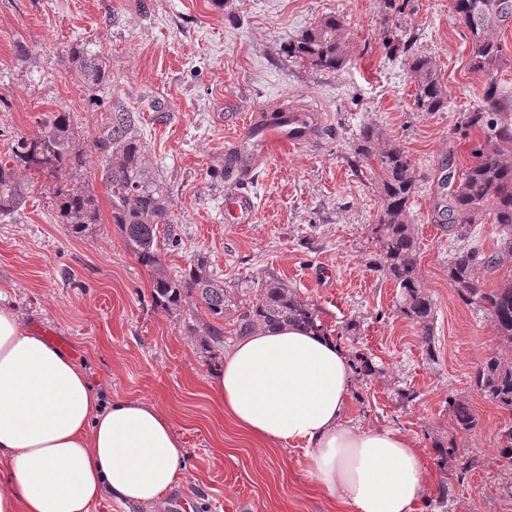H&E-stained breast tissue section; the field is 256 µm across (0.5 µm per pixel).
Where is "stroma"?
<instances>
[{
  "mask_svg": "<svg viewBox=\"0 0 512 512\" xmlns=\"http://www.w3.org/2000/svg\"><path fill=\"white\" fill-rule=\"evenodd\" d=\"M344 20L349 61L340 71L300 65L284 48L322 16ZM414 35L448 96L440 112L414 106L415 82L403 56L384 46ZM104 57L110 80L85 93L74 82L72 44ZM468 33L452 0H0V160L15 140L33 137L51 112L69 113L75 137L91 147L110 113H133L150 171L169 187L181 243L161 259L171 273L205 257L224 283V342L257 289L270 280L316 306L328 329L357 324L349 354L372 361L355 375L348 418L392 427L421 448L424 496L447 485L450 512H512V467L499 456L512 412L473 386L491 356H512L493 324L463 304L448 278V257L462 244L494 252L499 230L473 225L457 239L434 223L443 170L464 172L485 130L462 129L487 78L470 68ZM320 110L325 131L311 144L278 147L258 161L248 188L252 224L224 221V193L235 181L224 156L249 116L270 105ZM381 129L415 165L410 215L418 273L432 301L433 326L406 318L398 290L375 270L373 230L381 206L371 162L355 153L364 125ZM90 157L82 178L94 190L100 221L81 234L57 217L51 179L17 166L31 194L0 214V305L24 328L81 364L105 399L140 400L169 415L184 448L186 479L176 494L188 512H343L314 479L304 446L246 436L220 415L209 387L215 367L188 333L197 301L169 312L152 298V276L111 222L108 194ZM413 390L407 402L400 394ZM464 398L479 425L454 428L449 396ZM454 445L447 469L437 455ZM481 466L458 477L460 456Z\"/></svg>",
  "mask_w": 512,
  "mask_h": 512,
  "instance_id": "35a3bbf8",
  "label": "stroma"
}]
</instances>
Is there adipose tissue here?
Returning <instances> with one entry per match:
<instances>
[{
    "mask_svg": "<svg viewBox=\"0 0 512 512\" xmlns=\"http://www.w3.org/2000/svg\"><path fill=\"white\" fill-rule=\"evenodd\" d=\"M353 369L330 336L260 329L225 355L217 405L248 435L303 443L314 477L347 512H419L426 463L396 429L347 419ZM0 512H91L103 493L152 505L180 484L170 419L139 400L104 402L65 350L0 308Z\"/></svg>",
    "mask_w": 512,
    "mask_h": 512,
    "instance_id": "adipose-tissue-1",
    "label": "adipose tissue"
}]
</instances>
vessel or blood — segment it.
I'll use <instances>...</instances> for the list:
<instances>
[{
  "mask_svg": "<svg viewBox=\"0 0 512 512\" xmlns=\"http://www.w3.org/2000/svg\"><path fill=\"white\" fill-rule=\"evenodd\" d=\"M315 114L296 109L281 118L266 114L262 120L247 121L228 156L239 172H250L257 160L267 155L272 146L285 143L299 146L309 143L316 134ZM257 205L247 191L233 188L224 195V221L228 224H250L255 220Z\"/></svg>",
  "mask_w": 512,
  "mask_h": 512,
  "instance_id": "b4317fda",
  "label": "vessel or blood"
}]
</instances>
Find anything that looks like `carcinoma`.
Listing matches in <instances>:
<instances>
[{"label":"carcinoma","mask_w":512,"mask_h":512,"mask_svg":"<svg viewBox=\"0 0 512 512\" xmlns=\"http://www.w3.org/2000/svg\"><path fill=\"white\" fill-rule=\"evenodd\" d=\"M454 10L470 33L471 69L484 73L488 83L480 104L466 116L464 127L487 130L480 160L461 176H444L434 207V223L451 224L460 239L469 228L493 217L500 229L497 250L485 253L476 247L454 250L448 279L460 300L481 311L493 323L497 336L512 344V279L496 288L486 287L483 272L512 261V99L498 92L493 74L503 62L501 33L512 25V0H453ZM288 57L318 70L337 71L346 63L349 50L344 21L337 16L321 18L286 47ZM75 79L85 91L106 82V62L85 47L72 48ZM408 67L415 81L414 105L421 112H438L448 106L431 59L413 55ZM94 150L101 157V181L111 205L112 223L121 231L125 247L152 273L153 300L166 310H178L182 299L196 297L205 318L189 333L208 338V344L224 348V282L210 273L199 259L189 272L173 275L160 258L161 241L179 242L171 215L167 185L148 172L145 147L135 129L134 115L113 112ZM356 153L377 165L375 179L381 196L375 239L378 271L399 288V311L430 331L432 303L417 271V240L411 227L410 204L416 189L414 164L397 145L387 143L378 129L361 132ZM12 161L55 180V203L60 220L81 233L99 223L97 197L78 175L88 164V151L76 142L70 114L52 112L41 122L40 132L20 137L11 148ZM29 186L22 184L14 166L0 163V214L23 204ZM302 326L328 333L316 308L302 301L288 285L270 281L256 290L235 323V334L250 335L263 328ZM474 387L484 398L512 412V358L492 356L479 366ZM448 411L457 429L472 430L479 424L468 403L448 398Z\"/></svg>","instance_id":"carcinoma-1"}]
</instances>
